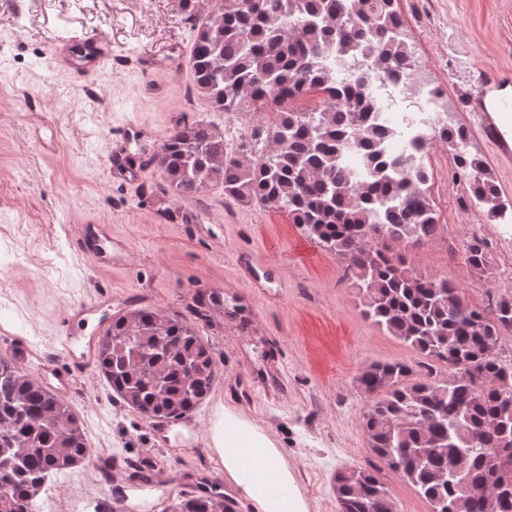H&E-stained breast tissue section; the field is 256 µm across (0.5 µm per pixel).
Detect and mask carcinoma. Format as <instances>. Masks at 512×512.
I'll return each instance as SVG.
<instances>
[{"mask_svg":"<svg viewBox=\"0 0 512 512\" xmlns=\"http://www.w3.org/2000/svg\"><path fill=\"white\" fill-rule=\"evenodd\" d=\"M396 0H217L195 26L193 85L213 110L272 115L269 148L247 158L202 122L172 128L155 161L179 197L220 185L224 198L288 213L308 238L336 253L359 288L365 314L424 361L374 362L359 377L369 398L362 427L370 448L432 505V512H512V357L499 356L512 331V297L489 309L468 303L446 277L410 267L407 248L441 231L424 163L406 151L382 156L390 118L371 94L381 75L412 76L418 60L404 38ZM466 128L448 124L456 176L487 216L507 209L468 149ZM479 280L490 275L484 241L464 245ZM453 373L451 380L439 370ZM96 370L129 406L167 422L190 413L215 368L194 329L140 308L112 319ZM500 448L496 467L484 448ZM80 425L31 374L0 358V512H31L46 479L85 460ZM341 512H395L378 472L336 477ZM175 512H235L217 488Z\"/></svg>","mask_w":512,"mask_h":512,"instance_id":"carcinoma-1","label":"carcinoma"}]
</instances>
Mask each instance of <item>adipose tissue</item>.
<instances>
[{
  "label": "adipose tissue",
  "mask_w": 512,
  "mask_h": 512,
  "mask_svg": "<svg viewBox=\"0 0 512 512\" xmlns=\"http://www.w3.org/2000/svg\"><path fill=\"white\" fill-rule=\"evenodd\" d=\"M224 468L256 512H307L285 461L270 440L234 416L224 419Z\"/></svg>",
  "instance_id": "obj_1"
}]
</instances>
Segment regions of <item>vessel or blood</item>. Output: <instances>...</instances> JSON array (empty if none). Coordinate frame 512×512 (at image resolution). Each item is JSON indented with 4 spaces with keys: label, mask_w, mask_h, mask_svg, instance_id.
Masks as SVG:
<instances>
[{
    "label": "vessel or blood",
    "mask_w": 512,
    "mask_h": 512,
    "mask_svg": "<svg viewBox=\"0 0 512 512\" xmlns=\"http://www.w3.org/2000/svg\"><path fill=\"white\" fill-rule=\"evenodd\" d=\"M80 47L83 74L91 75L112 63V52L103 37H88L81 40L72 38L59 44L61 53H70L72 47ZM512 84V72L494 70L481 77L478 90L465 100L467 111L480 115V127L489 140L499 149L503 159L512 158L506 148V134L512 130V100L501 101L495 113H487L485 98L490 90ZM127 131H118L111 153L110 171L114 181L128 188H140L147 161L129 153ZM72 248L90 258L96 265L108 266L128 261L131 255L127 240L114 237L110 225L86 224L79 234L71 239ZM112 310V292L97 288L89 299L67 306L57 317V331L60 341V363L43 364L41 376L45 385L62 398H71L76 381L90 369L97 358L99 336L97 332H85L90 317L96 313Z\"/></svg>",
    "instance_id": "1"
}]
</instances>
